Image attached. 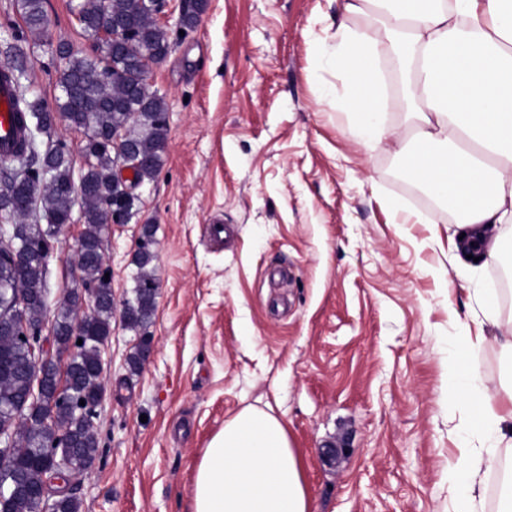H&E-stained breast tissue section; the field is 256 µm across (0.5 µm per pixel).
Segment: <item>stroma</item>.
I'll use <instances>...</instances> for the list:
<instances>
[{"mask_svg": "<svg viewBox=\"0 0 512 512\" xmlns=\"http://www.w3.org/2000/svg\"><path fill=\"white\" fill-rule=\"evenodd\" d=\"M78 2L46 0L39 35L20 0H0V54L52 111L62 95L54 44L95 46ZM187 8L168 0L170 51L149 76L167 104L163 166L103 238L116 311L102 350L98 456L73 484L80 512H191L204 448L249 405L286 423L310 512H454L448 466L475 446L477 417L450 400L448 360L462 356V336L480 335L482 386L495 391L512 373L480 308L496 292L499 320H512V254L472 261L458 249L463 224L416 221L440 203L399 175L397 82L393 136L373 150L345 110L322 105L325 92L346 94L331 55L342 0H209L185 31ZM148 222L156 312L133 331L120 309ZM213 224L223 240L210 237ZM83 230L74 211L52 243L44 335L62 291L79 285ZM145 345L148 360L130 373Z\"/></svg>", "mask_w": 512, "mask_h": 512, "instance_id": "obj_1", "label": "stroma"}]
</instances>
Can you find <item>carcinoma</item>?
<instances>
[{
    "mask_svg": "<svg viewBox=\"0 0 512 512\" xmlns=\"http://www.w3.org/2000/svg\"><path fill=\"white\" fill-rule=\"evenodd\" d=\"M21 8L30 30H45V0H21ZM77 9L90 38L100 40L115 23L122 24L130 37L118 48L109 39L101 40L94 56L57 45L55 52L63 61L58 79L63 96L55 114L17 91L18 107L28 119L27 137L11 162L13 168L0 172V212L10 220L0 226V234L9 239L0 249V315L8 317L0 325V431L11 436L8 446L0 444V512H39L36 494L56 461L63 456L80 473L93 464L99 448L94 420L103 395L101 346L112 331L110 289H102L89 319L80 320L76 309H62L54 320L56 344L74 347L66 361L64 389H59L57 369H46L39 380L31 368L32 352L42 340L38 331L46 311L51 242L71 223L73 208L80 207L86 227L78 270L84 282L102 284L103 236L116 207L128 216L132 206L126 201L125 185L115 177L114 141L120 139L139 161V182L156 177L167 148L165 100L142 78L145 52H161L169 45L167 30L153 18L150 0H81ZM57 118L86 135V162L77 181L65 144L50 141L41 150L36 140V133L50 130ZM37 215L46 219V226L29 222ZM153 244L150 224L147 239L139 241L134 256L139 269L134 297L123 309V320L132 330L147 326L155 310ZM14 251L26 255L18 276L11 265ZM35 391L38 397L32 403ZM18 477L28 493L10 492ZM54 509L79 512L80 502L71 493L58 496Z\"/></svg>",
    "mask_w": 512,
    "mask_h": 512,
    "instance_id": "cac0c4a2",
    "label": "carcinoma"
}]
</instances>
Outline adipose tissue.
I'll return each mask as SVG.
<instances>
[{
    "instance_id": "1",
    "label": "adipose tissue",
    "mask_w": 512,
    "mask_h": 512,
    "mask_svg": "<svg viewBox=\"0 0 512 512\" xmlns=\"http://www.w3.org/2000/svg\"><path fill=\"white\" fill-rule=\"evenodd\" d=\"M344 11L368 19L340 25L332 55L355 133L370 149L387 138L385 64L397 58L412 131L400 172L448 200L467 236L485 241L482 259L495 261L490 229L512 223V0H345ZM453 371L455 397L478 412L485 444L461 449L448 482L460 490L455 512H476L477 477L500 446L512 447V381L491 393L472 362ZM308 510L301 459L275 415L245 408L204 448L191 512Z\"/></svg>"
}]
</instances>
